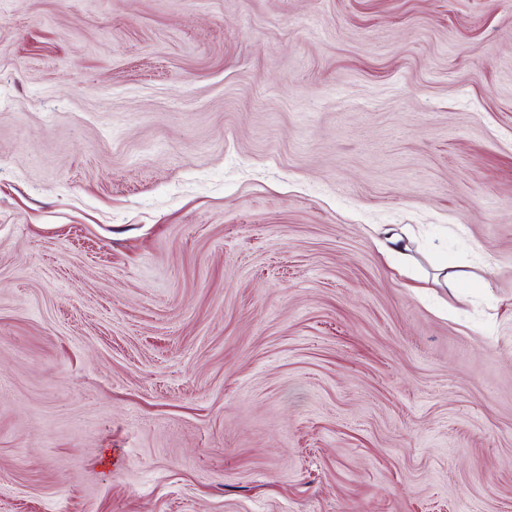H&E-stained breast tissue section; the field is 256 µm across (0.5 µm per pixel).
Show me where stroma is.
<instances>
[{
  "label": "stroma",
  "mask_w": 512,
  "mask_h": 512,
  "mask_svg": "<svg viewBox=\"0 0 512 512\" xmlns=\"http://www.w3.org/2000/svg\"><path fill=\"white\" fill-rule=\"evenodd\" d=\"M0 512H512V0H0ZM376 234L374 242L380 252L392 255L404 264L411 261V248L408 245L410 238L404 228H399L398 231L390 228L380 232L379 227L376 229Z\"/></svg>",
  "instance_id": "stroma-1"
}]
</instances>
